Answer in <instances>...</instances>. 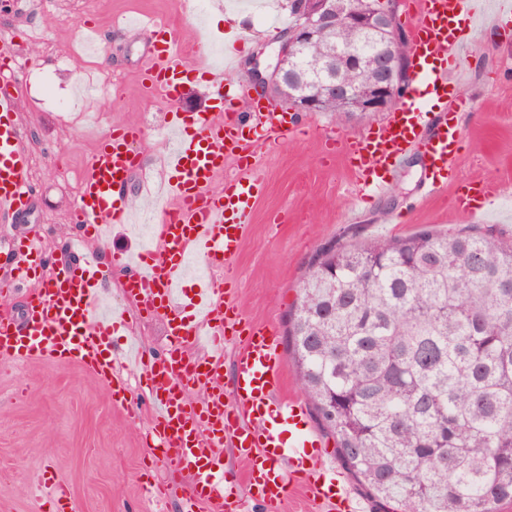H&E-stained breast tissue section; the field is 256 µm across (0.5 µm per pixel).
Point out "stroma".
Wrapping results in <instances>:
<instances>
[{"label":"stroma","mask_w":512,"mask_h":512,"mask_svg":"<svg viewBox=\"0 0 512 512\" xmlns=\"http://www.w3.org/2000/svg\"><path fill=\"white\" fill-rule=\"evenodd\" d=\"M229 12L243 15L252 30L238 45V69L228 76L233 83L253 57L270 61L273 36L291 23L286 0H207L200 13L186 0H9L0 8V37L25 60L17 76L20 123L50 151L34 180L35 228L61 264L74 262L66 250L75 233L77 196L70 187L87 175L98 138L113 128L142 129L129 194L136 210L152 213L158 206L140 190L143 181L162 176L168 104L140 83L144 25L171 22L185 38L198 39L201 52L220 55ZM463 71L471 107L458 115L464 142L457 171L440 195L424 202L416 200L424 160L414 154L385 194L350 212V163L333 142L374 126L373 116L304 112L300 131L259 153L255 170L266 191L247 228L234 284L248 320L284 332L308 257L334 240L460 229H488L512 240V19L475 33ZM61 100L72 111H59ZM471 178L499 187L491 209L473 219L456 207ZM127 398L114 404L110 387L75 365H0V512H42L32 486L46 470L67 484L76 512H180L177 500L153 504L143 494L142 481L163 480L164 470L151 467L143 438L149 406L139 388Z\"/></svg>","instance_id":"obj_1"}]
</instances>
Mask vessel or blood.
Masks as SVG:
<instances>
[{"label":"vessel or blood","mask_w":512,"mask_h":512,"mask_svg":"<svg viewBox=\"0 0 512 512\" xmlns=\"http://www.w3.org/2000/svg\"><path fill=\"white\" fill-rule=\"evenodd\" d=\"M506 13H512V0H411L409 48L415 67L403 102L375 126L338 143L353 165L357 203L383 194L398 162L413 152L426 160L422 194L442 189L440 174L453 170L463 137L453 112L465 100L448 75L461 69L470 40L457 25L464 20L470 30L482 31ZM190 52L174 28L158 23L149 28L144 52L149 63L141 76L170 103L165 122L171 142L169 198L157 226L159 246L136 262L124 250L105 262L89 249L75 268L64 269L45 253L39 234L13 238L11 250L27 264L0 266V290L21 287L37 274L43 286L28 303L23 324L0 316V363H76L107 382L121 403L126 384L117 367L138 370L155 408L146 436L166 470L165 480L146 483L149 500L167 498L171 479L179 476L184 480L181 512H239L246 498L263 512H281L295 485L306 487L310 500L327 512H356L343 477L323 473L322 440L307 424L305 405L274 394L282 375L276 329L246 321L232 288L246 228L265 191L253 173L258 143L265 135L279 139L294 133L297 116L256 101L243 78L237 100L226 99L224 76L236 69L229 53L223 73L213 75L210 84L211 97L223 102L226 116L184 112L181 85ZM10 61L8 48L1 46L0 222L26 224L34 194ZM137 139V129L120 127L94 149L75 209L87 238L107 239L113 225L129 223L127 187L137 166ZM229 160L239 174L225 179L222 192H213L212 183ZM465 188L479 201L467 207L469 216L492 204L491 182L471 181ZM117 269L126 272L124 293L164 323L166 355L147 360L138 352L112 359V337L125 318L103 309L98 283ZM229 343L234 355L228 376L224 347ZM196 387L204 388L203 399H190ZM228 448L248 465L244 484L224 472ZM36 497L49 512H70V492L55 476L40 478Z\"/></svg>","instance_id":"vessel-or-blood-1"}]
</instances>
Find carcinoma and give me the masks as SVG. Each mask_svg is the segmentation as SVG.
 <instances>
[{"instance_id":"cac0c4a2","label":"carcinoma","mask_w":512,"mask_h":512,"mask_svg":"<svg viewBox=\"0 0 512 512\" xmlns=\"http://www.w3.org/2000/svg\"><path fill=\"white\" fill-rule=\"evenodd\" d=\"M340 41L364 57L378 45ZM288 348L322 429L385 512L512 503V241L349 242L307 266Z\"/></svg>"}]
</instances>
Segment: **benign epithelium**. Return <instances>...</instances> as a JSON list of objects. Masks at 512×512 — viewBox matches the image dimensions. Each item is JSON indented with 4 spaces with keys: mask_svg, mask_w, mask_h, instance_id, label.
I'll use <instances>...</instances> for the list:
<instances>
[{
    "mask_svg": "<svg viewBox=\"0 0 512 512\" xmlns=\"http://www.w3.org/2000/svg\"><path fill=\"white\" fill-rule=\"evenodd\" d=\"M292 15L296 21L292 27L278 35L276 48L266 65L255 57L248 63L250 82L268 94L278 89L297 101L296 112H321L323 102L334 97L340 102L342 111L360 116H372L391 110L405 92L412 72L410 55L403 57L394 52L397 43L409 44L410 34L403 26L399 9L401 0H366L355 9L348 0H291ZM346 26L361 36L380 40L377 56L367 59L353 51H344L336 44L335 55L352 69L363 66L373 70L371 83L362 89L352 90L349 85L336 81V76L323 84L322 89L310 96L288 92V85L300 84L301 77L294 66L295 59L310 43Z\"/></svg>",
    "mask_w": 512,
    "mask_h": 512,
    "instance_id": "benign-epithelium-1",
    "label": "benign epithelium"
}]
</instances>
